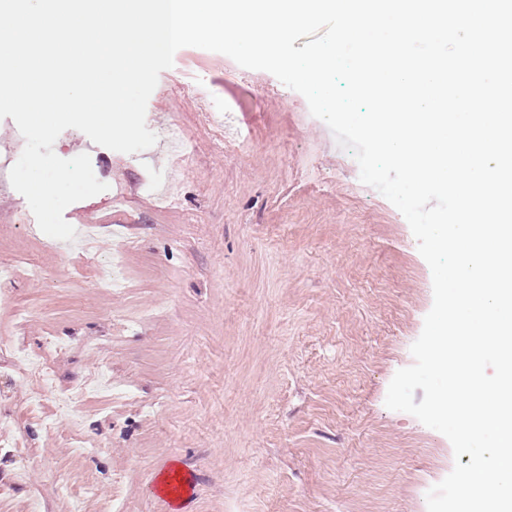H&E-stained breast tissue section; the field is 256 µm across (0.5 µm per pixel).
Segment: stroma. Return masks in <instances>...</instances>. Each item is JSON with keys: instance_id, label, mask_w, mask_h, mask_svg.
I'll use <instances>...</instances> for the list:
<instances>
[{"instance_id": "stroma-1", "label": "stroma", "mask_w": 512, "mask_h": 512, "mask_svg": "<svg viewBox=\"0 0 512 512\" xmlns=\"http://www.w3.org/2000/svg\"><path fill=\"white\" fill-rule=\"evenodd\" d=\"M146 125L177 127L188 151L125 154L76 129L54 143L89 154L108 186L64 212L95 221L88 243L32 234L26 199L0 180V265L15 270L0 280V436L21 443L0 479L26 471L0 512L33 499L72 512L59 487L83 475L86 512H175L155 487L167 469L191 484L187 512H427L429 489L471 457L385 405L433 304L405 217L350 177L300 93L224 54L179 49ZM115 255L118 291L103 280ZM25 355L47 360L58 391L94 377L123 395L80 398L73 433L17 372Z\"/></svg>"}]
</instances>
